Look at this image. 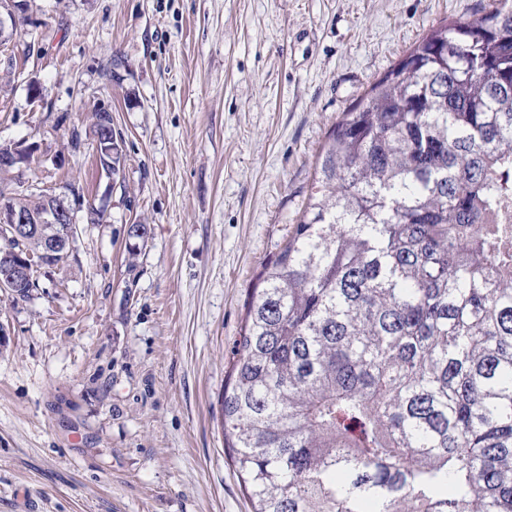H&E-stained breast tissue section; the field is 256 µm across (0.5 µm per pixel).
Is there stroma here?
I'll return each instance as SVG.
<instances>
[{
    "instance_id": "stroma-1",
    "label": "stroma",
    "mask_w": 512,
    "mask_h": 512,
    "mask_svg": "<svg viewBox=\"0 0 512 512\" xmlns=\"http://www.w3.org/2000/svg\"><path fill=\"white\" fill-rule=\"evenodd\" d=\"M27 4L0 42V144L40 156L5 182L79 186L105 218L77 217L27 297L0 290V512H251L219 403L249 291L341 113L492 0ZM97 106L117 182L85 136ZM95 146H100L103 152L108 155L112 162V172H106V174L112 180V176L119 177L121 170L123 171L125 164V156L123 154L116 153V156L112 158V122L109 120L106 114H103V120L101 121V127H96L95 135L93 136Z\"/></svg>"
}]
</instances>
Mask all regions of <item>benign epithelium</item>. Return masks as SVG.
<instances>
[{"mask_svg":"<svg viewBox=\"0 0 512 512\" xmlns=\"http://www.w3.org/2000/svg\"><path fill=\"white\" fill-rule=\"evenodd\" d=\"M94 144L103 152L112 155V122L103 116L101 125L96 127L93 136ZM40 146L37 143L28 145H1L0 168L3 170L22 171L29 167L32 159L38 156ZM40 197L44 205L39 210L22 209L15 205L14 194L0 195V227L9 231L14 238L34 235L45 236L43 254H51L59 248V244H71L76 232V208L80 192L74 187L64 191L40 189L32 192ZM35 262L31 257L8 254L0 255V286H18L34 280Z\"/></svg>","mask_w":512,"mask_h":512,"instance_id":"obj_1","label":"benign epithelium"}]
</instances>
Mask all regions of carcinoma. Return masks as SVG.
Wrapping results in <instances>:
<instances>
[{"label":"carcinoma","instance_id":"obj_1","mask_svg":"<svg viewBox=\"0 0 512 512\" xmlns=\"http://www.w3.org/2000/svg\"><path fill=\"white\" fill-rule=\"evenodd\" d=\"M511 202L497 0L342 113L249 292L221 412L253 512H512Z\"/></svg>","mask_w":512,"mask_h":512}]
</instances>
